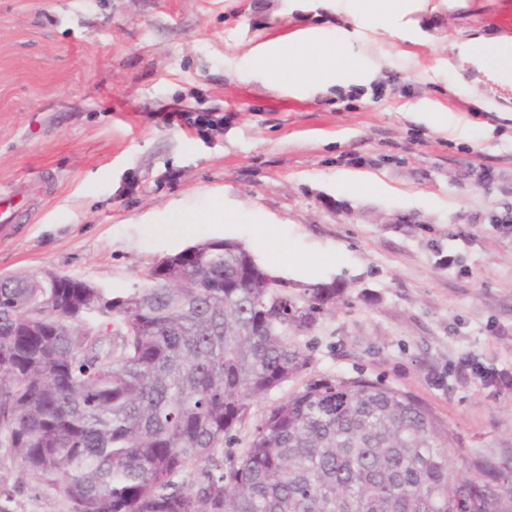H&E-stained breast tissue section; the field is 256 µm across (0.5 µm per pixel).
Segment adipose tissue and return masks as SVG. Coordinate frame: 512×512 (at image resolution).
I'll use <instances>...</instances> for the list:
<instances>
[{"instance_id":"adipose-tissue-1","label":"adipose tissue","mask_w":512,"mask_h":512,"mask_svg":"<svg viewBox=\"0 0 512 512\" xmlns=\"http://www.w3.org/2000/svg\"><path fill=\"white\" fill-rule=\"evenodd\" d=\"M352 23L371 16L383 22L426 9V0H337ZM355 51L344 38L326 39L311 30L289 38L266 42L247 56V65L271 89L298 91L327 89L336 85L340 72L348 70Z\"/></svg>"}]
</instances>
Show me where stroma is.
Masks as SVG:
<instances>
[{
  "label": "stroma",
  "instance_id": "obj_1",
  "mask_svg": "<svg viewBox=\"0 0 512 512\" xmlns=\"http://www.w3.org/2000/svg\"><path fill=\"white\" fill-rule=\"evenodd\" d=\"M411 29L363 23L361 83L288 93L244 67L317 27L333 0H0V187L25 205L0 275L47 271L113 293L207 239L242 243L336 309L297 342L301 372L252 400L224 456L311 380L367 377L412 395L466 448L512 447V83L461 55L512 44V0H430ZM223 196L222 223L202 217ZM191 219L188 234L168 216ZM0 512H73L0 448ZM464 368L469 369L474 375V378L479 380L482 384L487 383L488 377L495 378L499 386L504 389L512 388V368H490L482 364L478 359L473 357L465 358L462 361Z\"/></svg>",
  "mask_w": 512,
  "mask_h": 512
}]
</instances>
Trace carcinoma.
<instances>
[{"label":"carcinoma","instance_id":"cac0c4a2","mask_svg":"<svg viewBox=\"0 0 512 512\" xmlns=\"http://www.w3.org/2000/svg\"><path fill=\"white\" fill-rule=\"evenodd\" d=\"M144 280L119 295L54 272L0 278V447L74 512H512V451L468 452L455 473L458 438L365 378L309 381L224 465L251 401L302 368L295 337L336 289L290 294L226 239Z\"/></svg>","mask_w":512,"mask_h":512}]
</instances>
